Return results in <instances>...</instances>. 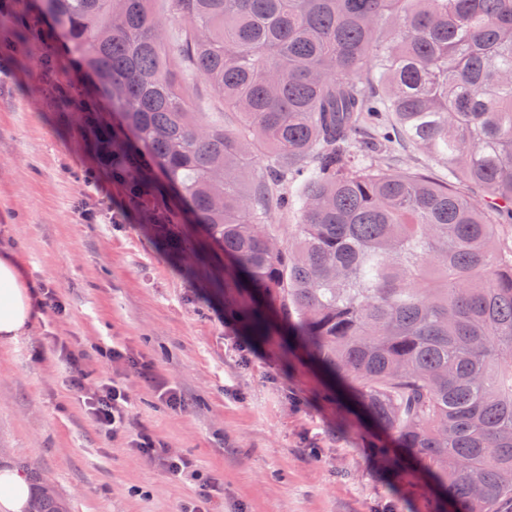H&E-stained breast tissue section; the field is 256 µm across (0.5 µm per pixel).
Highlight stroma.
Listing matches in <instances>:
<instances>
[{"label":"stroma","instance_id":"35a3bbf8","mask_svg":"<svg viewBox=\"0 0 512 512\" xmlns=\"http://www.w3.org/2000/svg\"><path fill=\"white\" fill-rule=\"evenodd\" d=\"M36 4L0 0L12 20L0 27V243L58 305L0 344V460L36 469L70 512H188L196 475L138 453L131 440L143 432L223 483L220 512H432L409 491L414 470L380 463L378 431L337 407L330 380L287 334L251 336L229 315L241 296L200 225L157 232L125 209L80 112L58 95L79 81L74 56L58 37L38 51L16 36ZM180 74L194 111L236 126L206 81ZM60 343L81 354L87 385L123 375L127 430H97ZM115 346L148 361L186 406L170 409L138 372L111 363Z\"/></svg>","mask_w":512,"mask_h":512}]
</instances>
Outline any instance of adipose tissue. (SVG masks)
Returning a JSON list of instances; mask_svg holds the SVG:
<instances>
[{
  "label": "adipose tissue",
  "mask_w": 512,
  "mask_h": 512,
  "mask_svg": "<svg viewBox=\"0 0 512 512\" xmlns=\"http://www.w3.org/2000/svg\"><path fill=\"white\" fill-rule=\"evenodd\" d=\"M38 301L15 251L0 249V343L17 341L27 333Z\"/></svg>",
  "instance_id": "obj_1"
}]
</instances>
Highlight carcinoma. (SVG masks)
<instances>
[{
	"label": "carcinoma",
	"instance_id": "carcinoma-1",
	"mask_svg": "<svg viewBox=\"0 0 512 512\" xmlns=\"http://www.w3.org/2000/svg\"><path fill=\"white\" fill-rule=\"evenodd\" d=\"M150 2L39 4L116 115L82 120L126 208L203 225L267 305L232 315L263 336L271 309L451 512H512V0H167L175 51ZM174 53L237 131L192 110ZM403 143L448 174L391 169Z\"/></svg>",
	"mask_w": 512,
	"mask_h": 512
}]
</instances>
